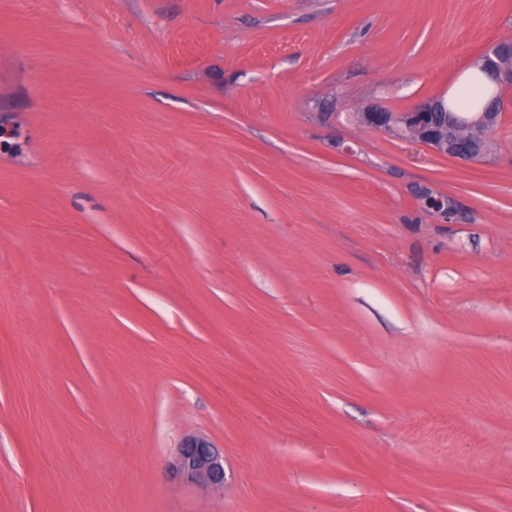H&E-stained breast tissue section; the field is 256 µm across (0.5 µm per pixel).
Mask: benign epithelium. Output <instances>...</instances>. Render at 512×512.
Listing matches in <instances>:
<instances>
[{
    "label": "benign epithelium",
    "instance_id": "7a95c632",
    "mask_svg": "<svg viewBox=\"0 0 512 512\" xmlns=\"http://www.w3.org/2000/svg\"><path fill=\"white\" fill-rule=\"evenodd\" d=\"M512 43L488 46L473 61L494 85L493 98L480 112H458L442 97L419 101L406 112L371 107L361 113L364 124L426 145L436 153L480 161L485 157L488 132L512 104ZM168 471L204 491L224 489V454L204 435L182 438L167 460Z\"/></svg>",
    "mask_w": 512,
    "mask_h": 512
}]
</instances>
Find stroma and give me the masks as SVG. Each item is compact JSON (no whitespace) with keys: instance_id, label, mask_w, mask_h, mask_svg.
<instances>
[{"instance_id":"35a3bbf8","label":"stroma","mask_w":512,"mask_h":512,"mask_svg":"<svg viewBox=\"0 0 512 512\" xmlns=\"http://www.w3.org/2000/svg\"><path fill=\"white\" fill-rule=\"evenodd\" d=\"M505 40L512 0H0V512H512V108L489 163L358 118ZM166 467L184 483L201 490L224 489V454L204 435L183 437Z\"/></svg>"}]
</instances>
